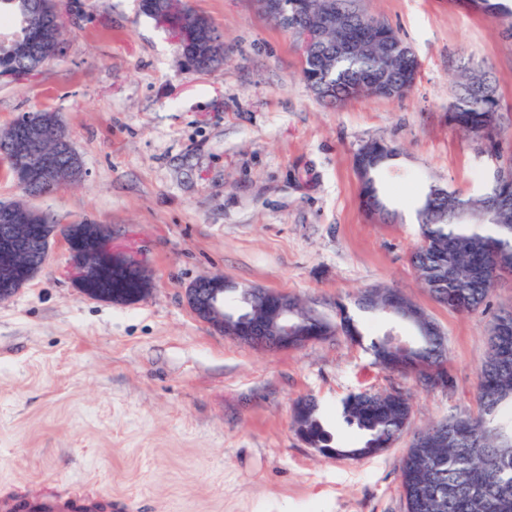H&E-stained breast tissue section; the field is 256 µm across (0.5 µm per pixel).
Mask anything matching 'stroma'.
<instances>
[{"label": "stroma", "instance_id": "35a3bbf8", "mask_svg": "<svg viewBox=\"0 0 512 512\" xmlns=\"http://www.w3.org/2000/svg\"><path fill=\"white\" fill-rule=\"evenodd\" d=\"M64 53L23 83L0 80V128L49 109L84 164L80 182L33 199L61 225L89 218L148 270L130 305L92 300L53 244L45 268L0 302V498L83 487L135 512H406L400 462L415 430L477 414V368L512 275L487 308L436 303L410 256L409 222L430 185L462 197L499 163L448 120L459 72L485 65L512 149V17L453 0H360L415 51L413 90L336 108L309 91L294 39L253 0H188L224 34V63L201 73L138 0H73ZM396 149L378 180L387 208L369 220L354 157ZM224 275L287 293L327 320L360 291L399 289L441 329L452 387H424L375 364L337 334L285 351L241 342L199 320L184 290ZM395 390L412 420L385 452L319 454L293 408L315 399L338 436L350 393Z\"/></svg>", "mask_w": 512, "mask_h": 512}]
</instances>
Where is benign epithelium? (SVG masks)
<instances>
[{
	"label": "benign epithelium",
	"mask_w": 512,
	"mask_h": 512,
	"mask_svg": "<svg viewBox=\"0 0 512 512\" xmlns=\"http://www.w3.org/2000/svg\"><path fill=\"white\" fill-rule=\"evenodd\" d=\"M257 9L284 31L296 34L301 60L318 52L326 43V31L332 27L342 30L336 40V52L352 54L366 40L380 43L385 53L377 75L359 78L351 83L349 95L371 97L373 93L388 85L394 70L388 67L392 57L409 60L410 48L393 36L388 23L379 19L368 20L367 29L358 32L349 29L336 0H327L323 6V21L317 27L304 30L292 25V17L299 11L308 10L309 0H255ZM159 22L168 26L177 36L178 45L186 52L185 59L194 62L196 54L204 45L201 29L196 22L183 19L161 18ZM58 149L46 151L41 146V128L38 121L30 120L24 130L13 136L10 143L11 158L15 168V181L23 188L43 195L55 190L59 161L66 158L72 177L81 179L83 163L75 151L71 137L62 124H57ZM394 151L387 146L373 147L366 144L355 157V166L360 178L389 161ZM19 210L14 205L0 204V301L15 296L26 282L39 274L49 259L51 244L58 238L64 240L70 257V272L76 288L86 297L122 305L127 297L119 289L103 292L91 287L102 266L119 272L129 268L141 281L151 282L148 270L131 260L127 255L112 249V229L105 224L88 221L86 224H67L59 228L56 224H36L32 229L20 232L16 228ZM235 292L230 280L224 276H205L192 281L185 288L188 307L203 322L213 328L251 345L273 350H288L293 316L290 298L269 289L253 287L238 293L242 307L234 315L224 314V298ZM261 299L268 309L262 319L253 314L255 299Z\"/></svg>",
	"instance_id": "1"
}]
</instances>
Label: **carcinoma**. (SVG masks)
Segmentation results:
<instances>
[{
	"label": "carcinoma",
	"instance_id": "obj_1",
	"mask_svg": "<svg viewBox=\"0 0 512 512\" xmlns=\"http://www.w3.org/2000/svg\"><path fill=\"white\" fill-rule=\"evenodd\" d=\"M348 9L347 23L360 28L367 14L358 0H342ZM185 9L214 39L220 35L212 22L179 0H140V12L153 19L162 12ZM68 5L63 0H0V75L21 71H39L24 51V46L42 36L44 43L55 39L56 31L66 35L63 14ZM195 65L200 72L224 63L219 48L212 55H201ZM335 64L325 69L319 56L307 62L318 81L330 89L315 98L328 106L344 103V88L357 75L372 72L378 63L377 49L366 46L352 56H336ZM499 105L489 71L478 64L462 67L457 81L455 101L448 111L450 121L463 130L489 127L498 120ZM487 150L502 158L493 181L477 195L467 199L444 190L443 195L425 200L418 209L420 238L423 246L411 255L417 278L441 305L462 314L487 307L491 289L480 288L472 279L477 260L485 266V279L491 281L500 266L512 268V211L497 212L492 201L496 193L512 194V183L500 178L512 172V154L504 155L499 137H491ZM401 296L394 288L375 289L371 307L356 305L365 314H379L393 298ZM298 346L320 333L329 335L330 324L320 325L310 317V310L294 302ZM341 331L355 341L365 336L364 323L349 313L348 306L337 304ZM369 349L375 363L386 370L413 373L418 381L426 378L402 350L393 346L388 332L371 338ZM424 356L441 367L443 339L433 336L422 343ZM476 415L452 416L431 423L418 431L411 455L402 462L401 476L406 512H512V335L487 339V352L478 369ZM410 398L401 391L387 394L352 392L343 401L344 422L356 428L357 441L338 440L325 427L313 399H301L294 407V427L303 441L321 449L327 457H368L377 455L399 438L411 419Z\"/></svg>",
	"mask_w": 512,
	"mask_h": 512
}]
</instances>
